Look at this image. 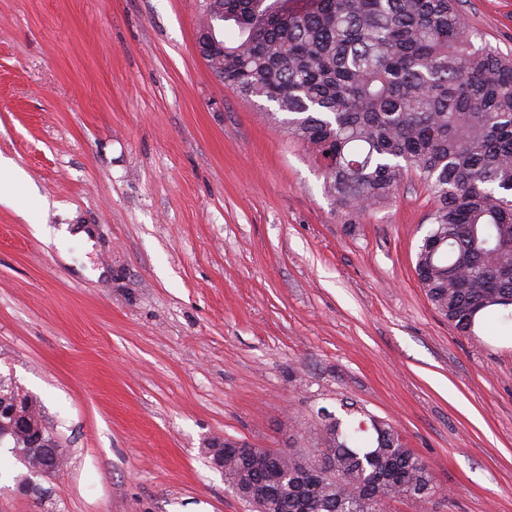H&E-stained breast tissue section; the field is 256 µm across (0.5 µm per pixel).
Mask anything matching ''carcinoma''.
Returning a JSON list of instances; mask_svg holds the SVG:
<instances>
[{
    "instance_id": "1",
    "label": "carcinoma",
    "mask_w": 512,
    "mask_h": 512,
    "mask_svg": "<svg viewBox=\"0 0 512 512\" xmlns=\"http://www.w3.org/2000/svg\"><path fill=\"white\" fill-rule=\"evenodd\" d=\"M214 0L209 20L234 36L208 56L224 85L274 103L271 118L306 147L325 192L354 219L390 203L405 179L433 207L416 254L427 300L458 333L512 321V55L478 41L461 0ZM321 420L336 461L224 449V482L266 492L254 512L427 510L431 467L390 423Z\"/></svg>"
}]
</instances>
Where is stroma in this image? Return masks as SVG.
I'll return each mask as SVG.
<instances>
[{"label": "stroma", "mask_w": 512, "mask_h": 512, "mask_svg": "<svg viewBox=\"0 0 512 512\" xmlns=\"http://www.w3.org/2000/svg\"><path fill=\"white\" fill-rule=\"evenodd\" d=\"M512 53V0H462ZM202 0H0V375L66 457L0 512H248L209 442L305 454L320 412L392 423L428 512H512V326L457 333L414 266L433 201L407 179L348 223L271 103L197 49ZM92 229L91 249L54 241ZM98 269L95 277L86 268Z\"/></svg>", "instance_id": "1"}]
</instances>
